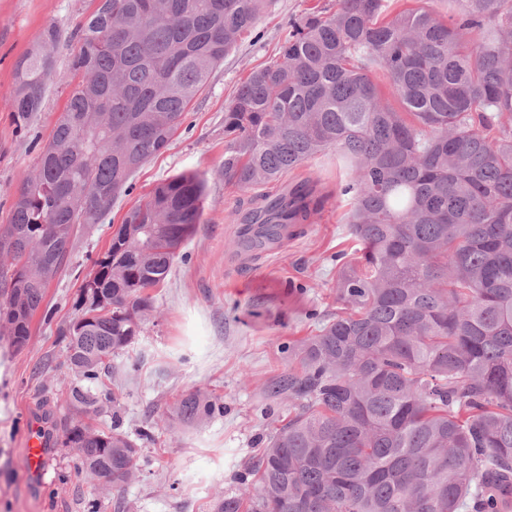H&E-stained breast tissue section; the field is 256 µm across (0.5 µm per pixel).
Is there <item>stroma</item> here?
I'll return each instance as SVG.
<instances>
[{
  "label": "stroma",
  "mask_w": 512,
  "mask_h": 512,
  "mask_svg": "<svg viewBox=\"0 0 512 512\" xmlns=\"http://www.w3.org/2000/svg\"><path fill=\"white\" fill-rule=\"evenodd\" d=\"M334 0H267L254 31L213 71L169 148L150 158L105 223L75 243L70 269L47 290L50 316L36 314L26 347L0 335V512H212L216 498L238 491V477L265 440L288 419V403L270 398L267 384L288 371V344L310 335L318 317L336 310L337 254L353 260L350 206L340 196L346 178L333 153L318 156L280 180L257 187L275 197L312 176L323 206L277 250L238 251L249 195L225 183L224 110L249 73L274 60L289 24L313 5ZM93 9L91 0H0V224L8 223L18 174L33 167L62 113L72 49L54 52L55 72L41 112L19 126L11 111L15 63L50 25L71 29ZM183 172L207 184L204 211L165 282L153 291L155 309L126 353L113 358L106 382L118 405H70L77 379L65 361L67 329L79 310L81 285L93 271L125 214L159 183ZM203 391L224 404L221 417L187 425L172 414L183 395ZM120 414L143 469L118 487L72 477L74 451L64 444L72 423L107 427ZM45 441L47 470L34 475L25 442L30 427ZM152 428L154 439L141 438Z\"/></svg>",
  "instance_id": "obj_1"
}]
</instances>
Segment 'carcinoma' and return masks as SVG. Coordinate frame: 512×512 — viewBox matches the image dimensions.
<instances>
[{
	"label": "carcinoma",
	"mask_w": 512,
	"mask_h": 512,
	"mask_svg": "<svg viewBox=\"0 0 512 512\" xmlns=\"http://www.w3.org/2000/svg\"><path fill=\"white\" fill-rule=\"evenodd\" d=\"M93 2L69 37L45 27L16 65L19 121L41 111L65 38L80 77L0 225V330L18 351L78 231L169 147L266 0ZM396 2L313 7L224 111V181L248 192L333 151L362 249L338 271L336 312L271 385L288 421L214 512H512V0H443L444 15ZM314 193L303 182L264 198L243 244L307 220ZM204 200L196 173L159 183L93 261L68 328L66 361L88 383L72 405L118 401L102 372L140 335L148 289ZM176 414L201 423L224 403L191 393ZM66 440L80 474L110 466L117 487L139 472L115 413L109 430L78 423Z\"/></svg>",
	"instance_id": "1"
}]
</instances>
